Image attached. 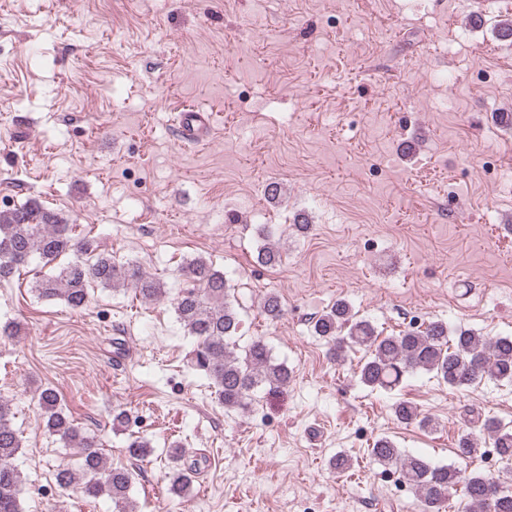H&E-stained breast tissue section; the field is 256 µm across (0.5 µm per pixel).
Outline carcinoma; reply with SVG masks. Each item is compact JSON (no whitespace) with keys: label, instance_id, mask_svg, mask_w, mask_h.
Wrapping results in <instances>:
<instances>
[{"label":"carcinoma","instance_id":"carcinoma-1","mask_svg":"<svg viewBox=\"0 0 512 512\" xmlns=\"http://www.w3.org/2000/svg\"><path fill=\"white\" fill-rule=\"evenodd\" d=\"M264 244L257 261L274 265L281 260L280 250L271 243V232L261 229ZM38 255L52 272L36 281L35 291L42 299H60L70 308L81 310L89 302L90 288H132L145 301L166 295L164 282L133 262H119L92 238H75L70 225L58 213L31 201L0 211V279L10 277L17 267ZM72 259L60 264L58 260ZM187 285L172 299L177 320L196 339L193 365L205 373L214 388V397L227 411L249 410L256 394L269 387L288 384L291 371L274 360L267 344L256 339L245 346L237 344L240 327L236 297L231 294L224 272L212 262L197 257L183 268ZM270 320L281 317L279 296L267 293L260 302ZM314 333L330 345L333 356L346 348L358 347L366 358L360 366V382L373 389L392 391L407 374L424 371L434 374L449 388L462 390L485 379L512 383V336H479L469 329H448L443 321L409 327L392 336H380L373 324L355 316L350 304L338 300L321 314L313 325ZM47 430L68 445L83 449L80 472L68 468L56 471V482L66 489L74 484L90 498L107 496L120 506L118 512H133L128 492L130 472L106 465L93 436L73 423L53 387L38 393ZM396 420L422 429L435 427V420L408 400L393 405ZM497 449L501 463L512 465V427L496 418L481 420L479 433L465 432L456 442V456L462 460L484 454L482 437ZM22 448L13 428L10 408L0 403V512H22L19 494L22 473L12 460ZM152 452L151 443L134 438L127 453L135 460ZM368 453L380 464L395 469L400 480L415 490L423 512H442L452 492L459 490L467 512H512V490L484 472L468 474L454 465L434 466L421 454H404L385 437L373 440ZM171 464L169 491L186 496L196 470L182 462L180 445L166 450Z\"/></svg>","mask_w":512,"mask_h":512}]
</instances>
